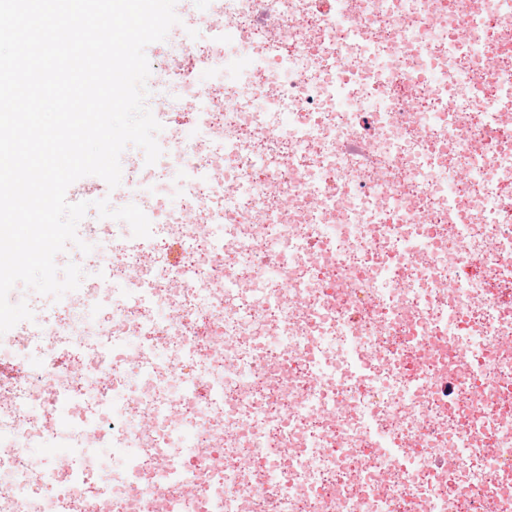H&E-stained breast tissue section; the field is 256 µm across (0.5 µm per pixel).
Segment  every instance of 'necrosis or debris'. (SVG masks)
<instances>
[{"label": "necrosis or debris", "instance_id": "1", "mask_svg": "<svg viewBox=\"0 0 512 512\" xmlns=\"http://www.w3.org/2000/svg\"><path fill=\"white\" fill-rule=\"evenodd\" d=\"M206 4L155 92L188 119L120 199L150 237L85 222L95 287L32 304L0 512L104 479L114 512H512V10Z\"/></svg>", "mask_w": 512, "mask_h": 512}]
</instances>
